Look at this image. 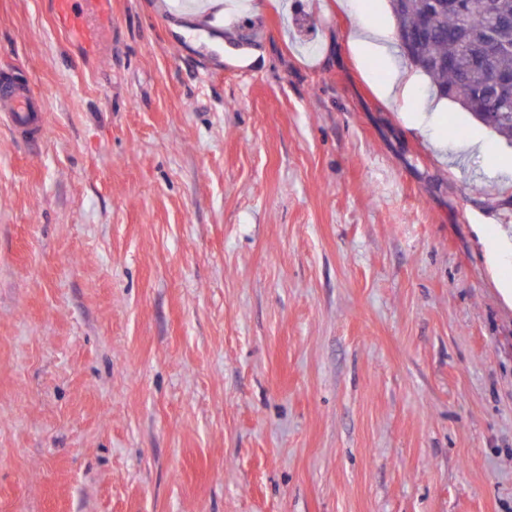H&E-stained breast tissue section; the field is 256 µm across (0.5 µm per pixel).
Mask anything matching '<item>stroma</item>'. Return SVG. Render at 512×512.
<instances>
[{
    "mask_svg": "<svg viewBox=\"0 0 512 512\" xmlns=\"http://www.w3.org/2000/svg\"><path fill=\"white\" fill-rule=\"evenodd\" d=\"M216 2L0 0V512H512V144L387 0ZM55 18L58 26L72 39H79L92 47L97 30L91 29L96 24L90 23L85 12L77 9L78 0H54ZM386 37L384 30L372 29L365 34H357L352 43L357 52L363 55H379L388 62V78L380 87L385 97L390 100L409 99L414 93V78L394 63ZM4 105L9 124L13 131L24 136L42 137L46 130V120L36 107L33 96L26 85L11 80L0 82V103Z\"/></svg>",
    "mask_w": 512,
    "mask_h": 512,
    "instance_id": "obj_1",
    "label": "stroma"
}]
</instances>
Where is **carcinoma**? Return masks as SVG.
<instances>
[{
	"label": "carcinoma",
	"instance_id": "1",
	"mask_svg": "<svg viewBox=\"0 0 512 512\" xmlns=\"http://www.w3.org/2000/svg\"><path fill=\"white\" fill-rule=\"evenodd\" d=\"M396 21L394 37L406 64L430 82L435 96L457 104L483 126L512 140V111L501 112L493 123L484 120L490 103L481 87L485 73L473 46L485 30H495L499 51L494 67L512 77V0H494V11L468 9L453 14L437 9L431 0H389Z\"/></svg>",
	"mask_w": 512,
	"mask_h": 512
}]
</instances>
